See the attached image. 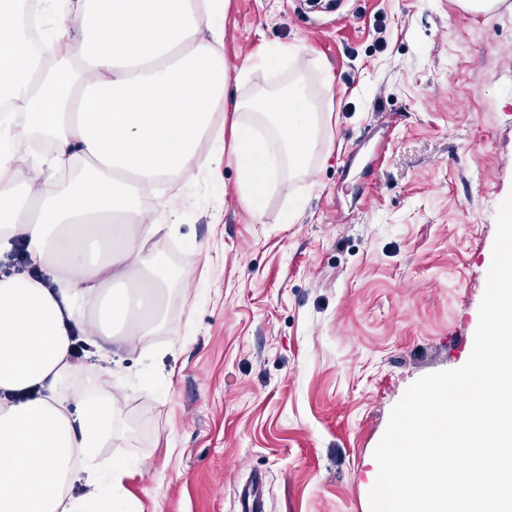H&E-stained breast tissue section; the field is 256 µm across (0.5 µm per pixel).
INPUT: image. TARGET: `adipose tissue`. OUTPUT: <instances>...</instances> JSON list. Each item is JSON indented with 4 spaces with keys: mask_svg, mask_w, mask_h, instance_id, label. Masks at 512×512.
<instances>
[{
    "mask_svg": "<svg viewBox=\"0 0 512 512\" xmlns=\"http://www.w3.org/2000/svg\"><path fill=\"white\" fill-rule=\"evenodd\" d=\"M228 2L56 0L49 48L80 46L83 75L59 69L35 94L27 39L0 27V89L28 119L17 129L0 114V255L23 246L57 284L52 292L26 276L0 278V512H89L95 502L123 512L134 467L105 469L98 456L119 409L115 375L105 364L93 392L66 390L83 369L66 324L89 332L107 361L160 323L168 281L143 250L167 227L144 222L139 186L209 166L198 145L214 135L218 111L232 116L237 191L255 212L268 186L306 169L324 141L326 115L300 86L266 102L263 127L242 120L218 78ZM33 132L53 146L43 163L82 165L84 177L23 189L13 145ZM80 475L89 497L67 496Z\"/></svg>",
    "mask_w": 512,
    "mask_h": 512,
    "instance_id": "adipose-tissue-1",
    "label": "adipose tissue"
}]
</instances>
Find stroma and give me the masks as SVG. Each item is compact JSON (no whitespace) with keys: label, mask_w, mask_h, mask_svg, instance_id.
Instances as JSON below:
<instances>
[{"label":"stroma","mask_w":512,"mask_h":512,"mask_svg":"<svg viewBox=\"0 0 512 512\" xmlns=\"http://www.w3.org/2000/svg\"><path fill=\"white\" fill-rule=\"evenodd\" d=\"M229 0L230 91L253 120L299 85L331 113L307 173L253 214L229 153L167 181L145 220L170 274L163 322L120 352L99 455L140 462L135 512H370L374 450L420 377L470 356L512 193V0ZM293 45L278 70L253 68Z\"/></svg>","instance_id":"obj_1"}]
</instances>
